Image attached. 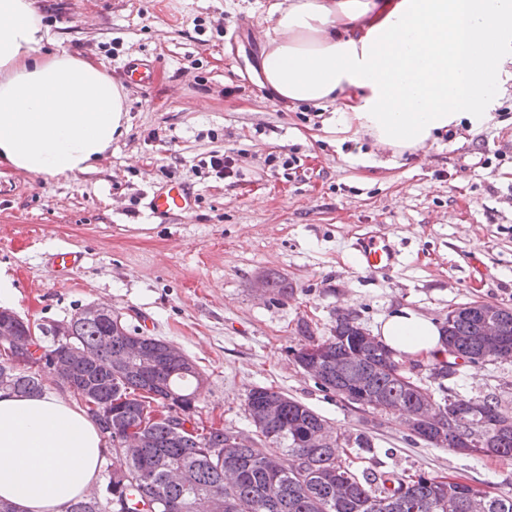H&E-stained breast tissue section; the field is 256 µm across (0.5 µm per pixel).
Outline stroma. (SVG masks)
I'll list each match as a JSON object with an SVG mask.
<instances>
[{"label": "stroma", "instance_id": "1", "mask_svg": "<svg viewBox=\"0 0 512 512\" xmlns=\"http://www.w3.org/2000/svg\"><path fill=\"white\" fill-rule=\"evenodd\" d=\"M273 0H38L52 50L103 66L126 94L127 129L94 172L44 179L0 164V274L8 308L35 322L112 307L129 325L180 347L207 380L203 420L240 431L248 391L287 394L352 434L366 433L376 471L459 478L512 492V459L409 441L401 416L322 392L288 353L308 323L330 334L337 309L366 329L408 306L437 321L470 301L512 307V87L495 119L461 126L409 157L328 131L330 110L278 100L261 82L263 18ZM154 64L149 85L130 61ZM239 176L203 166L213 152ZM278 166L266 165L268 155ZM194 193L185 217L156 216L152 190ZM381 235L388 270L365 269L356 243ZM81 256L69 281L50 263ZM288 293H259L258 280ZM423 387L512 407V363L461 365Z\"/></svg>", "mask_w": 512, "mask_h": 512}]
</instances>
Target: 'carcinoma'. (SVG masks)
<instances>
[{
  "mask_svg": "<svg viewBox=\"0 0 512 512\" xmlns=\"http://www.w3.org/2000/svg\"><path fill=\"white\" fill-rule=\"evenodd\" d=\"M498 309L501 353L512 351V308L470 302L442 324L448 362L432 375L446 379L462 364L491 361L483 340V308ZM65 339H42L36 350L67 367L73 396L99 426L111 448L106 481L73 501L67 512H512V493H490L459 480L425 474L409 479L359 469L340 449L374 452L364 433L339 432L304 403L266 387L250 389L246 434L206 425L199 402L206 378L195 362L172 346L159 370L148 376L135 359L119 357L130 341L164 348L166 341L126 323L114 327L107 313L84 308L57 323ZM358 317L336 316L331 336L316 340L309 325L288 353L309 363L318 386L344 399L346 393L376 412L400 409L410 436L466 455L512 458V410L494 396L431 398L400 371L384 345L365 341ZM21 395L44 392L43 374L16 368L0 355V382ZM187 428L172 432L173 405Z\"/></svg>",
  "mask_w": 512,
  "mask_h": 512,
  "instance_id": "cac0c4a2",
  "label": "carcinoma"
}]
</instances>
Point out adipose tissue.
Masks as SVG:
<instances>
[{
	"instance_id": "obj_1",
	"label": "adipose tissue",
	"mask_w": 512,
	"mask_h": 512,
	"mask_svg": "<svg viewBox=\"0 0 512 512\" xmlns=\"http://www.w3.org/2000/svg\"><path fill=\"white\" fill-rule=\"evenodd\" d=\"M262 79L291 104L336 108V130L395 153L494 118L512 81V0H275ZM35 0H0V160L47 179L92 171L120 136L125 97L106 69L65 52ZM377 338L398 360L443 363L436 320L407 306ZM106 444L75 403L0 389V499L66 512L100 478Z\"/></svg>"
}]
</instances>
